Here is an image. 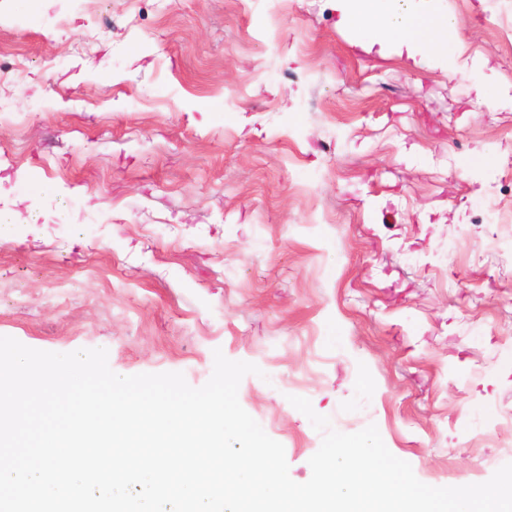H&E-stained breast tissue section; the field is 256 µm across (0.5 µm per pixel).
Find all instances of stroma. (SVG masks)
<instances>
[{"mask_svg":"<svg viewBox=\"0 0 512 512\" xmlns=\"http://www.w3.org/2000/svg\"><path fill=\"white\" fill-rule=\"evenodd\" d=\"M448 75L333 0H0V336L120 375L259 367L238 399L311 477L376 425L423 483L512 463V0ZM43 184L45 194L31 192Z\"/></svg>","mask_w":512,"mask_h":512,"instance_id":"obj_1","label":"stroma"}]
</instances>
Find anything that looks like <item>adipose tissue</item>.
<instances>
[{
  "instance_id": "1",
  "label": "adipose tissue",
  "mask_w": 512,
  "mask_h": 512,
  "mask_svg": "<svg viewBox=\"0 0 512 512\" xmlns=\"http://www.w3.org/2000/svg\"><path fill=\"white\" fill-rule=\"evenodd\" d=\"M335 8L346 23L382 33L409 57H428L451 75L461 68L455 20L434 23L412 0H335Z\"/></svg>"
}]
</instances>
